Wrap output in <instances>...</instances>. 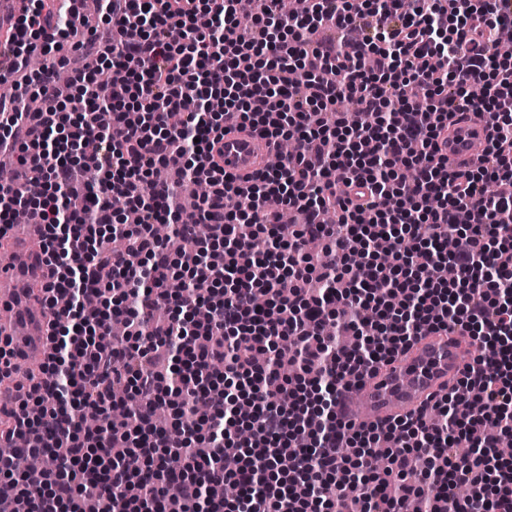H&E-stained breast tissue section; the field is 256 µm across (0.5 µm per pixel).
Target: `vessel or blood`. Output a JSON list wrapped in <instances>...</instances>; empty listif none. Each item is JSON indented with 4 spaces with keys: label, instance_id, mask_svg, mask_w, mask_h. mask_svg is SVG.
I'll return each mask as SVG.
<instances>
[{
    "label": "vessel or blood",
    "instance_id": "b4317fda",
    "mask_svg": "<svg viewBox=\"0 0 512 512\" xmlns=\"http://www.w3.org/2000/svg\"><path fill=\"white\" fill-rule=\"evenodd\" d=\"M459 140L447 149L453 159L476 153L483 145L487 129L483 123L464 120L459 124ZM224 173L242 179L263 166L270 147L266 139L249 131H231L223 139ZM26 329L16 344L26 351L46 352V319L42 309L23 306ZM469 344L465 337L426 334L399 354L394 361L365 377L351 392L361 402L360 420L382 423L417 412L441 388L456 381L465 366L463 354Z\"/></svg>",
    "mask_w": 512,
    "mask_h": 512
}]
</instances>
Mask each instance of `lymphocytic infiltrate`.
<instances>
[{
  "mask_svg": "<svg viewBox=\"0 0 512 512\" xmlns=\"http://www.w3.org/2000/svg\"><path fill=\"white\" fill-rule=\"evenodd\" d=\"M101 2L112 40L90 61L66 55L83 0H29L5 35L19 81L0 99V157L25 180L0 181V239L18 211L43 227L50 318L49 350L0 426V494L17 512H406L414 498L512 512V463L476 454L486 429L512 433V56L493 49L512 0H309L300 16L279 0ZM327 24L338 41L315 40ZM465 112L488 135L455 166L440 145ZM228 127L298 149L239 182L214 156ZM160 167L210 185L194 213L206 234L175 191L157 194ZM285 209L305 223L283 224ZM160 223L191 250L162 244ZM448 329L481 353L426 411L341 418L365 374ZM285 356L297 374L282 375ZM18 438L55 470L17 471ZM121 448L152 471L126 468Z\"/></svg>",
  "mask_w": 512,
  "mask_h": 512,
  "instance_id": "f902f5d3",
  "label": "lymphocytic infiltrate"
}]
</instances>
